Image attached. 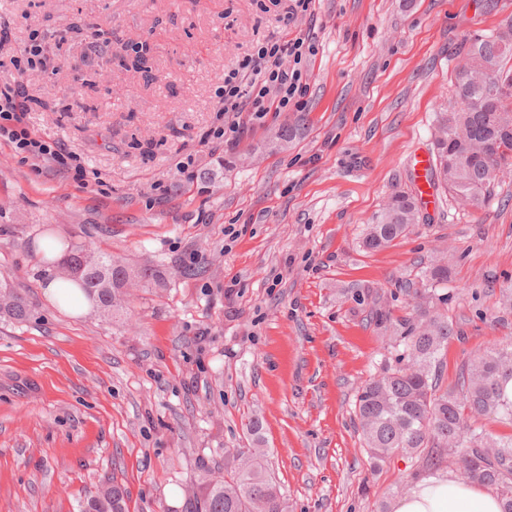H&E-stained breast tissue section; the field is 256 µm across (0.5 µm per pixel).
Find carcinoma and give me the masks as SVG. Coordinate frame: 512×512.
I'll use <instances>...</instances> for the list:
<instances>
[{
	"mask_svg": "<svg viewBox=\"0 0 512 512\" xmlns=\"http://www.w3.org/2000/svg\"><path fill=\"white\" fill-rule=\"evenodd\" d=\"M467 62L455 74L460 106L437 116L433 134L435 174L448 192L479 208L493 181L512 175V20L503 31L475 35L463 44ZM418 223L410 195L390 198L378 212L364 240L381 249L409 234ZM43 256L52 277L76 288L94 311L112 314L118 285L129 277L160 282L146 269L127 273L112 255L81 243L47 244ZM0 314L27 315L24 298L13 288L0 289ZM402 353L395 368L384 367L357 392L355 415L374 464L395 454L417 458L424 467L453 462L463 480L493 488L502 512H512V437L493 440L468 421L495 416L512 424V346L474 354L461 368L456 384L444 389L438 373L443 352L458 331L448 319L422 306L418 315L398 324ZM80 512H127L125 489L103 485L79 505ZM202 512H286L277 485L267 471L264 453L254 448L237 455L233 470L213 473Z\"/></svg>",
	"mask_w": 512,
	"mask_h": 512,
	"instance_id": "carcinoma-1",
	"label": "carcinoma"
}]
</instances>
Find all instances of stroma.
Masks as SVG:
<instances>
[{"instance_id": "obj_1", "label": "stroma", "mask_w": 512, "mask_h": 512, "mask_svg": "<svg viewBox=\"0 0 512 512\" xmlns=\"http://www.w3.org/2000/svg\"><path fill=\"white\" fill-rule=\"evenodd\" d=\"M288 5L0 0V82L23 84L29 131L88 172L0 140V283L30 309L0 318V512H78L111 481L129 512H197L207 472L251 448L287 512H379L417 462L372 465L355 397L394 363L391 326L414 316L439 251L455 262L428 288L460 332L444 386L512 343V177L478 209L437 189L408 235L362 244L383 201L417 195L410 159L433 150L460 47L512 19V0H312L286 26ZM284 34L314 47L300 107L242 113L232 142L205 141L225 72ZM33 35L55 54L18 72ZM49 233L165 283L105 320L73 312L45 292Z\"/></svg>"}]
</instances>
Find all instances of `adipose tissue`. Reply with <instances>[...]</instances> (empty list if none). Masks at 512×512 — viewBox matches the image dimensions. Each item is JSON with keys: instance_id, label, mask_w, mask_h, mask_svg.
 <instances>
[{"instance_id": "adipose-tissue-1", "label": "adipose tissue", "mask_w": 512, "mask_h": 512, "mask_svg": "<svg viewBox=\"0 0 512 512\" xmlns=\"http://www.w3.org/2000/svg\"><path fill=\"white\" fill-rule=\"evenodd\" d=\"M392 512H501L496 494L451 475L430 476L392 505Z\"/></svg>"}]
</instances>
